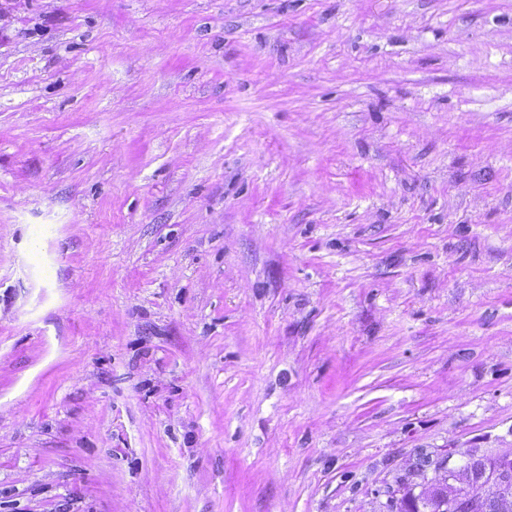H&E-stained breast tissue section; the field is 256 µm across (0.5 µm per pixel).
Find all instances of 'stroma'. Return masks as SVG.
<instances>
[{"instance_id": "1", "label": "stroma", "mask_w": 512, "mask_h": 512, "mask_svg": "<svg viewBox=\"0 0 512 512\" xmlns=\"http://www.w3.org/2000/svg\"><path fill=\"white\" fill-rule=\"evenodd\" d=\"M512 448V0H0V512H387Z\"/></svg>"}]
</instances>
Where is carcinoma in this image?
I'll list each match as a JSON object with an SVG mask.
<instances>
[{"mask_svg": "<svg viewBox=\"0 0 512 512\" xmlns=\"http://www.w3.org/2000/svg\"><path fill=\"white\" fill-rule=\"evenodd\" d=\"M465 466L472 487L455 496L448 505V512H512V468L499 472L492 456L476 452L466 459ZM495 472L505 484V494L499 497L480 495L477 486Z\"/></svg>", "mask_w": 512, "mask_h": 512, "instance_id": "1", "label": "carcinoma"}]
</instances>
